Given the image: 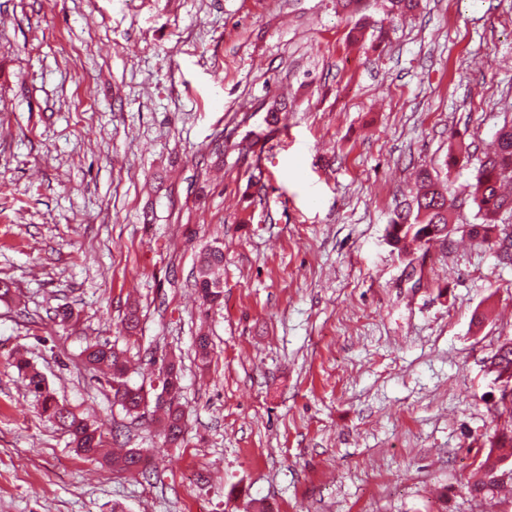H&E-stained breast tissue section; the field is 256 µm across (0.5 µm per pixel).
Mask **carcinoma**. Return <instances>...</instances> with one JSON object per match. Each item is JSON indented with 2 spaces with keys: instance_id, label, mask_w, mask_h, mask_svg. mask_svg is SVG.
<instances>
[{
  "instance_id": "1",
  "label": "carcinoma",
  "mask_w": 512,
  "mask_h": 512,
  "mask_svg": "<svg viewBox=\"0 0 512 512\" xmlns=\"http://www.w3.org/2000/svg\"><path fill=\"white\" fill-rule=\"evenodd\" d=\"M497 147L480 160L476 182L473 185V202L481 215L482 223L470 225L469 234L483 243H494L505 230L512 226V194L504 187L512 184V119L504 120L496 134ZM422 191L415 199L416 215L411 207L394 211L388 225L390 244L399 252H407L414 243L423 246L436 238H445L454 230L451 215L457 210L456 201L448 199L438 183L426 170L422 171ZM224 268V247L211 245L199 257L194 286L203 303L224 302V285L219 271ZM83 363L95 370L106 369L104 378L115 403L128 415H138L148 406L151 390L145 385L130 382L128 359L124 351L104 343H89L82 351ZM494 374L512 382V339L503 342L492 357ZM28 390L38 397L42 413L65 429L71 437L76 452L89 460L97 459L104 442L103 424L89 423L74 411L65 407L47 390L43 376L23 359L14 360ZM160 382L171 393L166 402L154 403V411L160 413V433L166 443L178 445L185 433L184 412L177 401L181 386V366L174 358L162 360L159 367ZM500 424L488 439L483 459L479 464L481 476L471 491L512 488V462L496 453L500 448L512 447V396H503L498 402ZM112 469L123 473L143 474L150 466V458L138 448H130L123 455L110 460Z\"/></svg>"
}]
</instances>
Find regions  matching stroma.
Listing matches in <instances>:
<instances>
[{
	"instance_id": "stroma-1",
	"label": "stroma",
	"mask_w": 512,
	"mask_h": 512,
	"mask_svg": "<svg viewBox=\"0 0 512 512\" xmlns=\"http://www.w3.org/2000/svg\"><path fill=\"white\" fill-rule=\"evenodd\" d=\"M507 114L512 0H0V512H512L468 490L512 338V266L469 237L470 191ZM422 167L463 206L403 257L386 228ZM95 341L135 384L180 360L182 444L114 405ZM20 350L150 475L77 455ZM194 286L197 288L203 304L224 303V285L219 271L224 268V247L210 245L200 255ZM491 359L493 360L491 364L494 366L496 378L505 377L507 381L512 383V339L503 342ZM506 379H500L497 382L501 383L500 393L506 390V394H509L512 385L507 383Z\"/></svg>"
}]
</instances>
